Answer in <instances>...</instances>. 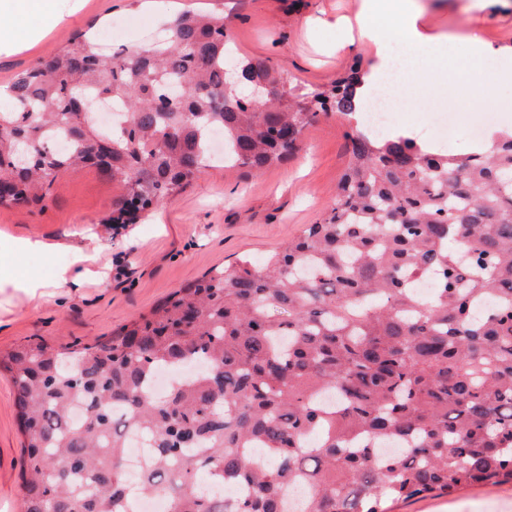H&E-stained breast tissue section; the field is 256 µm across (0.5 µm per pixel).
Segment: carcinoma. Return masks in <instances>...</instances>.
Here are the masks:
<instances>
[{"label": "carcinoma", "instance_id": "1", "mask_svg": "<svg viewBox=\"0 0 512 512\" xmlns=\"http://www.w3.org/2000/svg\"><path fill=\"white\" fill-rule=\"evenodd\" d=\"M230 42L223 16L185 12L162 43L104 54L83 34L17 74L0 88V204L43 205L83 164L121 185L111 222L128 224L206 166L213 131L224 166L260 170L327 104L356 113L358 72L287 103L282 74L228 61ZM256 78L271 98L250 95ZM98 97L119 110L108 131L80 111ZM416 274L434 276L431 296ZM0 369L26 438L20 512H126L118 462L135 436L151 451L140 493L174 512H291L297 484L301 512H387L512 483V130L459 155L359 129L321 223L176 289L110 341L23 344ZM227 479L245 496L204 487Z\"/></svg>", "mask_w": 512, "mask_h": 512}]
</instances>
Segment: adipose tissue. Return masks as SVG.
<instances>
[{
    "instance_id": "ef3b65f1",
    "label": "adipose tissue",
    "mask_w": 512,
    "mask_h": 512,
    "mask_svg": "<svg viewBox=\"0 0 512 512\" xmlns=\"http://www.w3.org/2000/svg\"><path fill=\"white\" fill-rule=\"evenodd\" d=\"M426 12L423 0H364L355 23L360 40L372 44L375 52L367 75L356 88L358 99H365L369 88L399 65L410 75L432 77L433 55L443 52L456 38L427 33L419 24ZM34 15L39 17V25L20 31V23ZM3 17L9 23L0 25V43L11 45L39 39L60 19L55 0H0ZM98 262L97 250H76L72 261L59 271L55 289L68 296L79 293L93 277Z\"/></svg>"
}]
</instances>
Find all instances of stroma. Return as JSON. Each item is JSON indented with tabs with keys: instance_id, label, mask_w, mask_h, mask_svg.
Here are the masks:
<instances>
[{
	"instance_id": "35a3bbf8",
	"label": "stroma",
	"mask_w": 512,
	"mask_h": 512,
	"mask_svg": "<svg viewBox=\"0 0 512 512\" xmlns=\"http://www.w3.org/2000/svg\"><path fill=\"white\" fill-rule=\"evenodd\" d=\"M63 16L37 45L21 50L0 46V85L39 58L63 49L77 34L96 30L107 52L151 43L171 18L185 10L215 9L229 22L238 55L261 58L280 71L293 94L330 89L352 65L368 70L367 46L349 56L334 47L347 33L334 24L358 0H56ZM325 23H317V16ZM434 32L478 36L512 47V8L429 10ZM447 71L442 88L414 83L401 130L421 134L429 112L440 102L449 110L469 109L458 98L462 77L480 80L476 69L462 71L451 55L435 60ZM355 125L336 111L319 114L299 138L297 150L262 171L208 167L163 203L139 214L121 230L109 218L120 194L117 183L93 167L65 174L45 207L0 205V239L28 237L54 243L53 251L14 259L18 272L53 283L59 269L86 246L92 229L104 248L102 276L78 294L29 302L13 298L0 306V350L26 343L49 346L104 342L131 321L149 315L170 293L240 257L263 259L295 238L306 225L327 216L349 160ZM25 437L17 418L16 389L0 374V512H18ZM390 512H512V485L478 486L453 496L426 495L395 503Z\"/></svg>"
}]
</instances>
